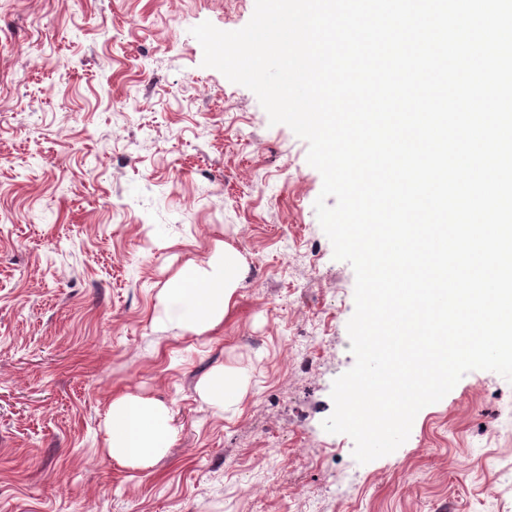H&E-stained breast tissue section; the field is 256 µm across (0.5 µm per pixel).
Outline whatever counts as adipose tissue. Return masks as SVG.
Instances as JSON below:
<instances>
[{
    "label": "adipose tissue",
    "mask_w": 512,
    "mask_h": 512,
    "mask_svg": "<svg viewBox=\"0 0 512 512\" xmlns=\"http://www.w3.org/2000/svg\"><path fill=\"white\" fill-rule=\"evenodd\" d=\"M245 267L232 244L201 265L190 263L162 288L156 322L170 331L201 334L218 326L239 288ZM248 388L245 378L214 371L198 386L200 398L217 412L234 410ZM108 456L119 465L148 468L164 456L177 430L164 402L130 393L114 396L105 412Z\"/></svg>",
    "instance_id": "1"
}]
</instances>
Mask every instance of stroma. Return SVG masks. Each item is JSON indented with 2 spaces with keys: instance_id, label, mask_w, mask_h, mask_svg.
<instances>
[{
  "instance_id": "stroma-1",
  "label": "stroma",
  "mask_w": 512,
  "mask_h": 512,
  "mask_svg": "<svg viewBox=\"0 0 512 512\" xmlns=\"http://www.w3.org/2000/svg\"><path fill=\"white\" fill-rule=\"evenodd\" d=\"M254 7L0 0V512H512L498 373L464 375L365 464L324 430L355 363L354 270L317 219L307 142L190 33ZM226 241L246 273L223 321L159 330L160 288ZM221 367L251 378L233 414L196 392ZM123 392L173 410L152 467L107 456Z\"/></svg>"
}]
</instances>
